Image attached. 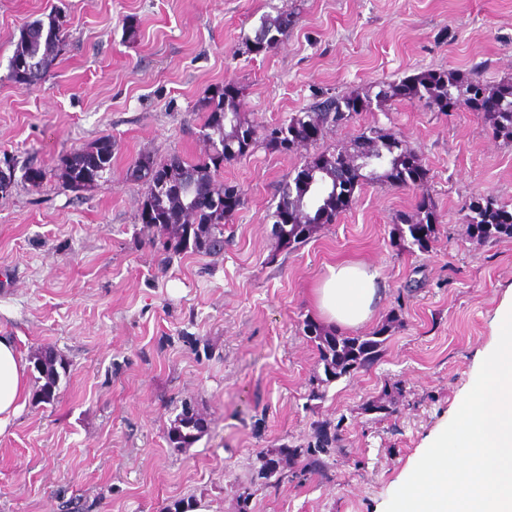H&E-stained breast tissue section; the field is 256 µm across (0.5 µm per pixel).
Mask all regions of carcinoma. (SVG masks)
<instances>
[{
	"label": "carcinoma",
	"instance_id": "1",
	"mask_svg": "<svg viewBox=\"0 0 512 512\" xmlns=\"http://www.w3.org/2000/svg\"><path fill=\"white\" fill-rule=\"evenodd\" d=\"M287 18L285 13L262 16L254 37L244 42L245 52L259 53L263 47L271 48L282 41L283 20ZM63 25L60 16L51 14L46 21L37 19L22 28L9 61L7 79L28 87L44 79L64 50ZM472 84L485 91L482 99L464 97ZM406 98L422 101L434 112H452L462 107L482 112L496 134L512 139V78L490 84L475 74L464 77L452 70L426 69L399 82L381 81L348 94L321 90L313 94L308 107L292 114L287 122L264 129L260 136L243 109L241 89L218 85L198 103L202 114L199 132L215 146L207 158L195 162L173 155L158 162L146 153L127 168V181L146 186L137 220L160 229L154 242L166 253L221 254L224 226L235 208L244 204L236 186L216 179L225 163L246 157L258 147L288 153L299 145L314 143L315 132L323 135L337 127L342 112L356 117L375 108L382 111L388 104ZM101 142L103 139L99 138L64 159L63 177L72 190L81 191L112 173V152ZM357 142V151L370 156L376 167L365 173L357 168L344 169L343 158L348 150L341 148L314 155L295 175L279 183L272 217L276 218L273 228L280 248L295 250L312 239L321 225L335 223L362 186H417L426 174L418 157L377 125L361 127ZM192 179L210 184L209 203L191 202ZM463 211L470 239L482 243L512 240V210L497 200L477 197ZM391 234L399 245L428 251L438 234V215L432 204H418L411 212L396 213ZM399 321V314L393 310L372 331L347 335L311 318L304 319L303 334L316 348L318 364L323 367L310 377L307 399H324L332 382L376 364L392 327ZM33 364L37 380L41 381L35 400L49 403L55 398L60 371L66 370V364L51 348L35 353ZM400 394L398 386H386L378 396L365 401L363 410L388 416L395 411ZM208 427L206 416L184 402L167 428V443L177 451L187 449L206 434ZM339 447L338 430L319 426L304 444H283L272 453L259 455L256 478L265 480L270 487L284 481L301 483L313 474H324V456Z\"/></svg>",
	"mask_w": 512,
	"mask_h": 512
}]
</instances>
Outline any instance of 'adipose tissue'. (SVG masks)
<instances>
[{
    "label": "adipose tissue",
    "mask_w": 512,
    "mask_h": 512,
    "mask_svg": "<svg viewBox=\"0 0 512 512\" xmlns=\"http://www.w3.org/2000/svg\"><path fill=\"white\" fill-rule=\"evenodd\" d=\"M312 297L326 323L348 330L360 328L370 321L382 298L379 273L361 262L328 266ZM28 366L13 338L0 334V435L9 431L28 395Z\"/></svg>",
    "instance_id": "ef3b65f1"
}]
</instances>
